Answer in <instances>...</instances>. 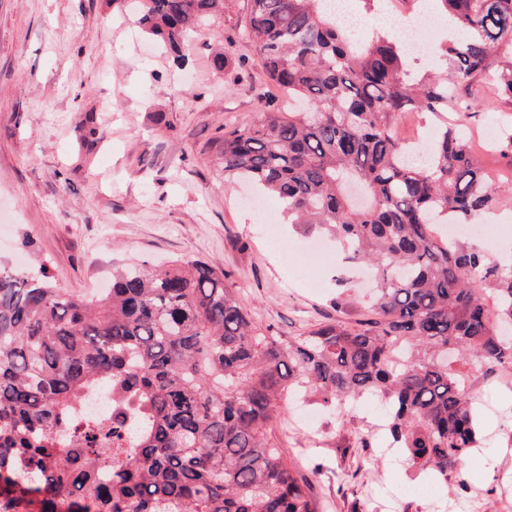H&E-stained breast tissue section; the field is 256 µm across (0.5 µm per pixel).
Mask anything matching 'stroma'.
Wrapping results in <instances>:
<instances>
[{
	"mask_svg": "<svg viewBox=\"0 0 512 512\" xmlns=\"http://www.w3.org/2000/svg\"><path fill=\"white\" fill-rule=\"evenodd\" d=\"M248 18V0H227L178 60L116 0H0V260L45 265L56 287L86 295L110 288L115 267L189 255L223 269L266 335L366 318L365 267L334 250L285 256L302 237L282 225L280 201L256 210L251 186L224 180L225 128L286 105L241 37ZM474 93L480 113L448 116L465 137L512 129L491 83ZM480 155L501 192L479 218L495 235L470 242L495 262L512 244V159ZM340 276L352 301L341 313ZM461 370L490 442L467 457L466 490L382 454L374 414L328 410L313 428L285 402L283 445L302 473L320 468L322 512H500L512 499V374ZM370 431L371 447H359Z\"/></svg>",
	"mask_w": 512,
	"mask_h": 512,
	"instance_id": "stroma-1",
	"label": "stroma"
}]
</instances>
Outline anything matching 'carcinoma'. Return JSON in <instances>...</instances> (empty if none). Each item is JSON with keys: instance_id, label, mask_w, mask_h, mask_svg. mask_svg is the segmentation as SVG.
<instances>
[{"instance_id": "carcinoma-1", "label": "carcinoma", "mask_w": 512, "mask_h": 512, "mask_svg": "<svg viewBox=\"0 0 512 512\" xmlns=\"http://www.w3.org/2000/svg\"><path fill=\"white\" fill-rule=\"evenodd\" d=\"M226 0H132L145 31L179 53ZM247 37L267 79L304 109L274 108L224 132L227 181L280 198L288 223L325 232L372 267V317L305 336H266L224 284L185 256L115 270L91 298L0 262V512H320L315 481L277 435L282 400L304 390L336 409L368 393L390 447L469 486L483 447L457 360L512 370V267L433 231L470 222L498 188L449 124L429 162L404 160L400 112H472L490 78L512 105V0H439L464 37L445 71L414 77L384 30L359 41L324 0H249ZM103 393L112 412L86 413Z\"/></svg>"}]
</instances>
